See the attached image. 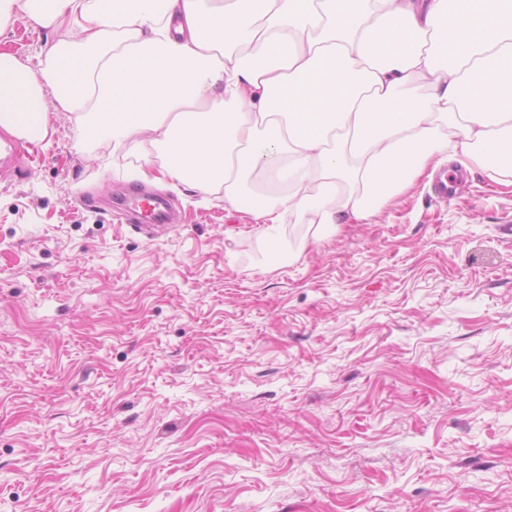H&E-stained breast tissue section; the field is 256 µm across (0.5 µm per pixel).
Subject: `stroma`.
Wrapping results in <instances>:
<instances>
[{
	"label": "stroma",
	"mask_w": 512,
	"mask_h": 512,
	"mask_svg": "<svg viewBox=\"0 0 512 512\" xmlns=\"http://www.w3.org/2000/svg\"><path fill=\"white\" fill-rule=\"evenodd\" d=\"M51 123L0 146V512H512V183L270 243L164 181L146 233L124 161Z\"/></svg>",
	"instance_id": "obj_1"
}]
</instances>
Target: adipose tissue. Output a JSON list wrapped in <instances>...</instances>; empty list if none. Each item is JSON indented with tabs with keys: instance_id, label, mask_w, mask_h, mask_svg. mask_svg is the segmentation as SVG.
I'll return each instance as SVG.
<instances>
[{
	"instance_id": "1",
	"label": "adipose tissue",
	"mask_w": 512,
	"mask_h": 512,
	"mask_svg": "<svg viewBox=\"0 0 512 512\" xmlns=\"http://www.w3.org/2000/svg\"><path fill=\"white\" fill-rule=\"evenodd\" d=\"M19 17L59 37L0 53V131L68 113L269 240L372 222L431 165L512 177V0H0V33Z\"/></svg>"
}]
</instances>
